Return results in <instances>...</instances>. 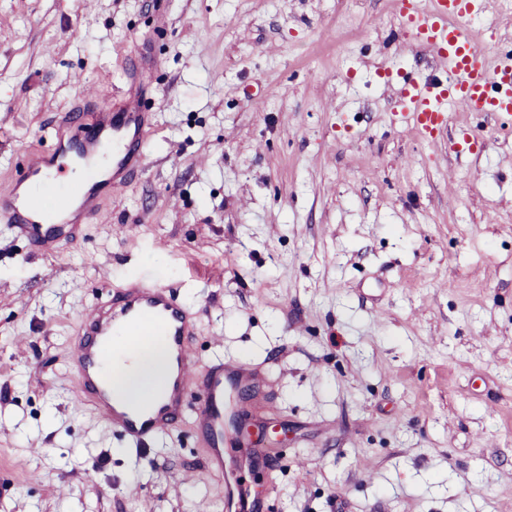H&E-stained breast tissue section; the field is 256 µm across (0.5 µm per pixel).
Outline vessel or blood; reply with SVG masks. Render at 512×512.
Masks as SVG:
<instances>
[{"label":"vessel or blood","mask_w":512,"mask_h":512,"mask_svg":"<svg viewBox=\"0 0 512 512\" xmlns=\"http://www.w3.org/2000/svg\"><path fill=\"white\" fill-rule=\"evenodd\" d=\"M486 4L487 0H398L399 24L410 46L427 50L444 74L440 80H407L399 86L393 112L417 134H446L453 107L488 114L512 126V54L490 56L469 26L485 12ZM147 119L132 96L117 111L101 106L89 122L80 112L62 114L50 129L54 151L31 153L23 174L51 196L55 218H48L41 205L13 188L0 192V222L44 252L52 250L62 235L77 234L84 217L96 211L102 189H121L144 170V137L138 129ZM144 326L166 336L177 375L167 400L148 414L136 415L111 403L102 365L115 337L139 335ZM194 334V313L165 286L138 279L114 288L82 316L77 328L68 364L77 379L78 400L96 405L114 430L141 447L175 430L187 394L200 392L204 403L195 413V426L206 443L211 469L228 479L225 502L238 512H259V495L242 484L238 474L264 463L266 451L240 442L224 428L232 391L249 394L247 401L239 402L240 411L261 407L255 390L258 379L250 372L225 370L220 358L198 368Z\"/></svg>","instance_id":"1"}]
</instances>
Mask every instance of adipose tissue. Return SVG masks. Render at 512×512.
I'll list each match as a JSON object with an SVG mask.
<instances>
[{"mask_svg": "<svg viewBox=\"0 0 512 512\" xmlns=\"http://www.w3.org/2000/svg\"><path fill=\"white\" fill-rule=\"evenodd\" d=\"M128 341L115 347V358L108 366L112 395L119 400L140 403L159 394L171 375V361L162 337H150L127 355Z\"/></svg>", "mask_w": 512, "mask_h": 512, "instance_id": "ef3b65f1", "label": "adipose tissue"}]
</instances>
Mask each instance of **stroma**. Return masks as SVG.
Instances as JSON below:
<instances>
[{
  "mask_svg": "<svg viewBox=\"0 0 512 512\" xmlns=\"http://www.w3.org/2000/svg\"><path fill=\"white\" fill-rule=\"evenodd\" d=\"M471 27L512 51L504 0ZM132 60L145 171L51 254L0 223V512H225L192 420L140 453L76 401L104 268L258 372L263 512H512V128L398 120L383 72L439 70L395 0H0V190Z\"/></svg>",
  "mask_w": 512,
  "mask_h": 512,
  "instance_id": "35a3bbf8",
  "label": "stroma"
}]
</instances>
